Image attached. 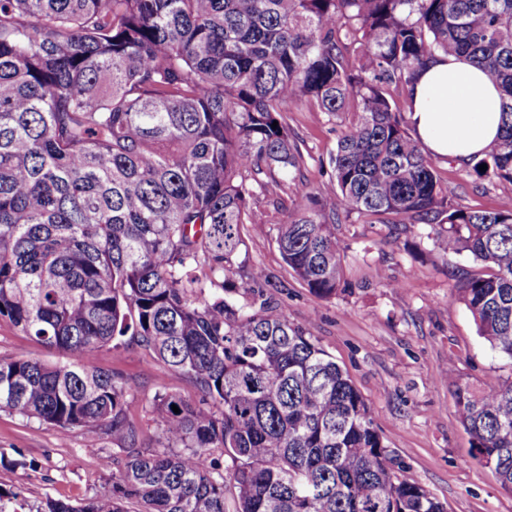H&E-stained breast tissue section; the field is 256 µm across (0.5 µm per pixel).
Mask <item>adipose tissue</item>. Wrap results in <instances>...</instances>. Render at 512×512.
<instances>
[{"mask_svg": "<svg viewBox=\"0 0 512 512\" xmlns=\"http://www.w3.org/2000/svg\"><path fill=\"white\" fill-rule=\"evenodd\" d=\"M407 120L424 151L463 164L482 156L496 140L500 92L479 68L441 55L414 83Z\"/></svg>", "mask_w": 512, "mask_h": 512, "instance_id": "adipose-tissue-1", "label": "adipose tissue"}]
</instances>
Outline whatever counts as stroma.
I'll return each instance as SVG.
<instances>
[{
  "instance_id": "35a3bbf8",
  "label": "stroma",
  "mask_w": 512,
  "mask_h": 512,
  "mask_svg": "<svg viewBox=\"0 0 512 512\" xmlns=\"http://www.w3.org/2000/svg\"><path fill=\"white\" fill-rule=\"evenodd\" d=\"M288 128L304 163L299 181L331 203L328 159L336 148L340 118L315 104L290 106ZM438 174L456 187L453 206L492 211L512 196V184L477 177L470 164L441 161ZM439 221L404 228L361 218H341L336 235L345 247L343 282L336 294L318 298L283 262L275 232H250L241 256L267 275L265 292L291 323L313 326L319 344L348 375L371 408L374 425L401 467L445 503L448 512H512V493L472 453L469 433L455 408L452 381L482 390L489 380L512 381V359L494 352L478 334L465 305L452 298L457 277L478 271L468 253H446L437 245ZM0 357L63 362L46 347L0 319ZM95 365L134 381L127 414L142 446L160 445L152 400L168 392L199 401L196 384L167 369L135 342L92 354ZM111 435L98 428L60 437L46 422L0 411V488L14 492L8 512H37L46 500H86L119 478L120 466L103 470Z\"/></svg>"
}]
</instances>
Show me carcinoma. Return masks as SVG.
<instances>
[{"label": "carcinoma", "mask_w": 512, "mask_h": 512, "mask_svg": "<svg viewBox=\"0 0 512 512\" xmlns=\"http://www.w3.org/2000/svg\"><path fill=\"white\" fill-rule=\"evenodd\" d=\"M438 53L499 88L501 132L473 171L512 183V0H0V319L67 357L0 359V410L66 437L103 429L125 459L109 489L43 512H445L397 475L311 325L276 312L264 270L239 260L248 227L272 224L252 201L288 192L304 163L288 106L348 114L332 207L297 186L273 224L288 268L330 298L339 215L444 213L441 248L486 269L453 290L512 359V199L451 207L393 100ZM125 335L202 393L154 396L162 451L139 445L128 381L90 357ZM455 405L512 492V382L458 385Z\"/></svg>", "instance_id": "obj_1"}]
</instances>
